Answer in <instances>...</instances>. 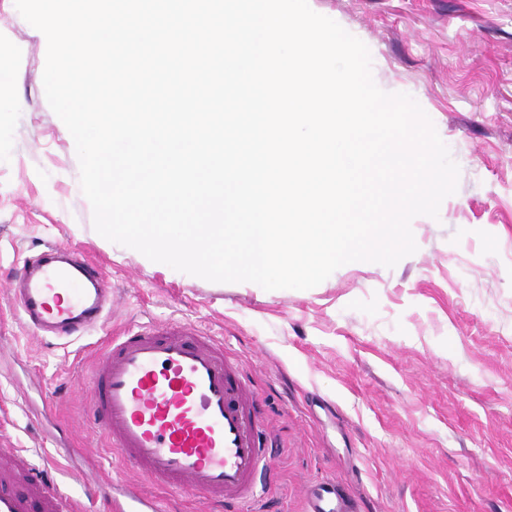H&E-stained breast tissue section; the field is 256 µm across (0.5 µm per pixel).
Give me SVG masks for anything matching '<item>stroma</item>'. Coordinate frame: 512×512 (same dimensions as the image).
I'll list each match as a JSON object with an SVG mask.
<instances>
[{
	"label": "stroma",
	"instance_id": "1",
	"mask_svg": "<svg viewBox=\"0 0 512 512\" xmlns=\"http://www.w3.org/2000/svg\"><path fill=\"white\" fill-rule=\"evenodd\" d=\"M368 47L372 76L411 95L460 168L414 254L352 262L308 290L178 272L93 225L74 140L43 86L47 42L0 0V446L52 458L61 490L91 472L161 506L196 496L145 481L93 428L103 338L169 318L223 340L275 438V480L253 512H307L335 482L359 512H512V0H309ZM79 249L117 311L81 338H38L9 284L45 246Z\"/></svg>",
	"mask_w": 512,
	"mask_h": 512
}]
</instances>
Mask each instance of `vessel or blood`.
<instances>
[{
  "label": "vessel or blood",
  "mask_w": 512,
  "mask_h": 512,
  "mask_svg": "<svg viewBox=\"0 0 512 512\" xmlns=\"http://www.w3.org/2000/svg\"><path fill=\"white\" fill-rule=\"evenodd\" d=\"M9 290L38 334L68 338L103 320L109 284L78 252L46 246L25 260ZM92 416L107 447L168 491H189L208 512L256 502L272 450L254 391L223 341L196 324L150 321L114 336L92 372ZM308 512H358L332 484L313 488ZM110 512H160L158 501L121 480ZM0 512H85L46 469L16 448H0Z\"/></svg>",
  "instance_id": "1"
}]
</instances>
